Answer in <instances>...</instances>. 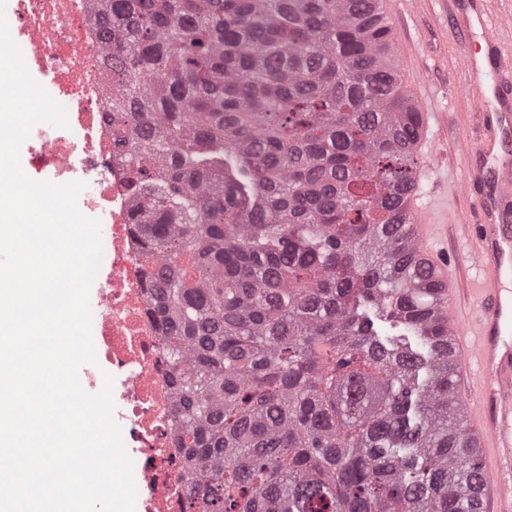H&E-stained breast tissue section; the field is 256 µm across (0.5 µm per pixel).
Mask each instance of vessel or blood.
<instances>
[{"label": "vessel or blood", "mask_w": 512, "mask_h": 512, "mask_svg": "<svg viewBox=\"0 0 512 512\" xmlns=\"http://www.w3.org/2000/svg\"><path fill=\"white\" fill-rule=\"evenodd\" d=\"M469 2L465 20L451 27L466 99L484 131L474 138L462 128L454 140L470 163L452 188L472 201L469 219L457 226L467 258L449 257L441 245L447 225L415 191L408 194L409 232L442 287L448 355L484 476L479 508L512 512V89L502 82L512 77V52L498 40L512 27V13L491 9L492 0ZM467 267L475 274L465 281Z\"/></svg>", "instance_id": "b4317fda"}]
</instances>
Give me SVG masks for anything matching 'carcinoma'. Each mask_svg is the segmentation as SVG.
Listing matches in <instances>:
<instances>
[{
    "instance_id": "cac0c4a2",
    "label": "carcinoma",
    "mask_w": 512,
    "mask_h": 512,
    "mask_svg": "<svg viewBox=\"0 0 512 512\" xmlns=\"http://www.w3.org/2000/svg\"><path fill=\"white\" fill-rule=\"evenodd\" d=\"M188 512H476L380 0H95ZM401 330L382 337L371 312Z\"/></svg>"
}]
</instances>
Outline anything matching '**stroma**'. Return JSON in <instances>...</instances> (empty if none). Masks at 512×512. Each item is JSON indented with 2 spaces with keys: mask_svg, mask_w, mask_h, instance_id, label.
I'll use <instances>...</instances> for the list:
<instances>
[{
  "mask_svg": "<svg viewBox=\"0 0 512 512\" xmlns=\"http://www.w3.org/2000/svg\"><path fill=\"white\" fill-rule=\"evenodd\" d=\"M388 17L394 43L410 48L409 55L395 58L402 85L410 96L427 98L432 111L439 113L428 135L437 149L448 152L445 165L433 167L423 178L422 192L435 194L437 209L468 211V200L448 191L464 173L463 160L448 148L460 125L474 129L478 123L465 99L462 76L453 67L455 38L448 27V0H395Z\"/></svg>",
  "mask_w": 512,
  "mask_h": 512,
  "instance_id": "obj_1",
  "label": "stroma"
}]
</instances>
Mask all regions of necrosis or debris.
<instances>
[{
  "label": "necrosis or debris",
  "mask_w": 512,
  "mask_h": 512,
  "mask_svg": "<svg viewBox=\"0 0 512 512\" xmlns=\"http://www.w3.org/2000/svg\"><path fill=\"white\" fill-rule=\"evenodd\" d=\"M8 26L29 73L68 122L34 126L21 168L36 182L82 183L77 208L99 223L102 259L89 301L96 361L83 365L81 384L96 393L113 379V418L133 461L141 512H181L189 489L173 388L148 298L149 264L132 232L130 171L112 151L102 27L92 0H13Z\"/></svg>",
  "instance_id": "1"
}]
</instances>
